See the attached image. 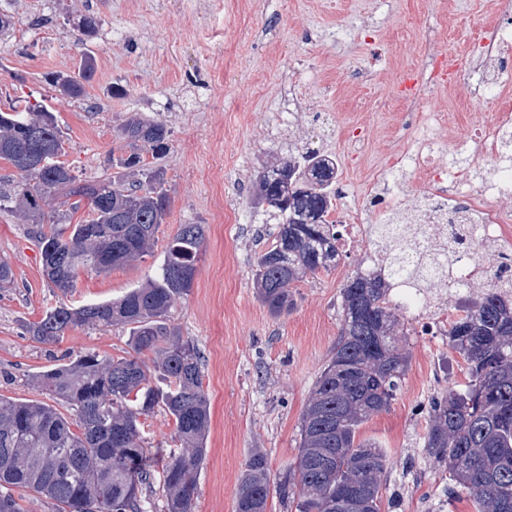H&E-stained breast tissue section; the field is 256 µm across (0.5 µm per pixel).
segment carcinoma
<instances>
[{
    "mask_svg": "<svg viewBox=\"0 0 512 512\" xmlns=\"http://www.w3.org/2000/svg\"><path fill=\"white\" fill-rule=\"evenodd\" d=\"M92 76L86 62L73 75L57 76L54 87L80 98ZM117 139L125 154L112 164L116 171L83 182L60 160L63 136L44 101L0 109V160L18 173L0 184V211L35 225L44 278L64 296L75 291L84 270L106 274L152 255L156 233L167 223L171 197L164 173L145 163L143 151L167 154L168 129L136 113ZM33 141L47 165L28 172L19 154ZM335 177L336 164L317 153L284 159L259 176L255 205L278 218L279 232L258 255L254 280L274 316L290 309L294 283L329 269L340 256V232L326 220L336 200ZM60 197L66 210H45ZM82 208L88 216L72 223ZM204 240L203 225L181 224L145 283L117 299L79 307L60 299L26 326L42 344L62 341L74 326H128L133 352L114 357L89 350L36 374V390L63 413L38 400L0 397V512H24L18 490L45 498L54 512H143L149 492L165 499L167 512H193L209 404L201 353L171 322L169 310L190 293ZM407 267L402 253L385 252L380 268L348 277L336 345L300 418L296 462L273 486L266 455L253 451L235 512H267L273 493L294 512H336V499L349 492L381 512L387 456L361 436V428L390 407L408 369L404 322L389 298L394 276L425 280ZM457 309L448 342L466 365L465 382L424 405V448L475 512H512V295L488 288L458 300ZM153 370L166 387L150 384ZM158 406L173 419L175 448L156 473L146 465L140 418Z\"/></svg>",
    "mask_w": 512,
    "mask_h": 512,
    "instance_id": "carcinoma-1",
    "label": "carcinoma"
}]
</instances>
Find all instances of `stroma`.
<instances>
[{"mask_svg":"<svg viewBox=\"0 0 512 512\" xmlns=\"http://www.w3.org/2000/svg\"><path fill=\"white\" fill-rule=\"evenodd\" d=\"M100 19L82 41L85 15ZM12 22L0 38V103L46 100L75 175H111L116 129L133 113L162 122L171 149L159 161L172 199L152 256L106 274L82 273L73 304L122 296L154 270L179 225L205 228L204 258L188 296L170 318L203 356L210 400L206 454L194 512H234L244 463L268 459L278 480L298 455L299 422L341 328V289L383 242L342 254L335 267L294 284L293 308L269 314L254 281L257 256L278 232L251 203L266 162L306 151L336 160V206L368 223H410L426 214L425 183L400 165L419 137L421 115L438 112L441 160L455 164L472 193L503 169L512 150L486 157L475 126L495 121L474 85L429 80L434 53H472L498 24V0H0ZM90 53L94 78L84 98L51 84L77 72ZM400 187L399 207L377 213L376 196ZM0 259L14 282L0 288V395L36 398L32 376L86 350L123 356L130 331L75 327L62 342L37 343L26 324L55 306L42 275L33 227L0 212ZM409 365L388 410L363 436L389 458L385 512H473L466 494L449 495V476L423 448L421 403L464 380L462 359L419 317L405 316Z\"/></svg>","mask_w":512,"mask_h":512,"instance_id":"1","label":"stroma"}]
</instances>
